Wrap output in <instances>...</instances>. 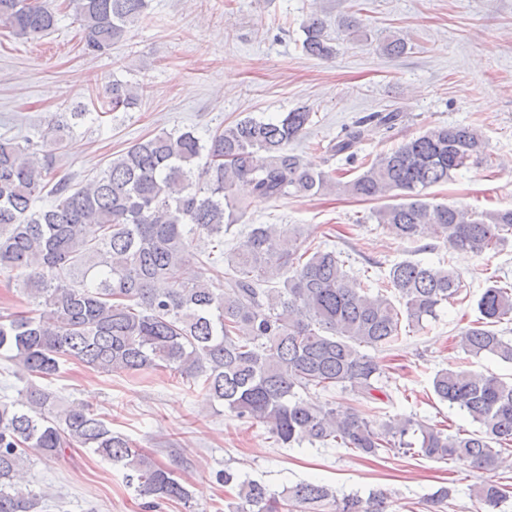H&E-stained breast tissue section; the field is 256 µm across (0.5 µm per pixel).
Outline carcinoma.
<instances>
[{"label":"carcinoma","instance_id":"cac0c4a2","mask_svg":"<svg viewBox=\"0 0 512 512\" xmlns=\"http://www.w3.org/2000/svg\"><path fill=\"white\" fill-rule=\"evenodd\" d=\"M80 25L83 52L109 53L131 28L148 20V0H69ZM56 9L40 0H0V29L28 40L53 32ZM304 52L330 59L336 46L316 13L303 24ZM142 87L115 81L106 90L109 111H126ZM296 109L279 118L246 117L204 140L193 131H163L112 159L90 183L75 188L55 179V153L38 142L0 137V271L21 276L34 315L0 316V351L27 373L20 398L0 401V512L50 508L49 494L25 493L14 478L35 448L56 458L89 448L122 466L139 495L184 502L186 487L133 442L112 432L79 402L58 403L50 385L75 361L101 373L164 367L201 383L209 402L238 419L266 427L283 445L336 443L366 456L399 449L452 459L488 472L512 447V379L465 369L435 374L436 397L463 411L480 429L446 433L413 416L371 420L357 409L338 410L305 400L299 391L339 388L366 401L384 376L366 348L401 340L438 316L463 284L453 268L422 261L394 263L382 278L344 269L340 255L312 246L276 224H251L224 248V234L244 209L232 195L238 182L262 200L306 194L382 200L378 223L397 240L430 236L455 250L495 252L512 236V208L476 212L428 201V190L458 171L491 162L482 131L443 124L361 163L350 180L305 167L288 146L311 123ZM399 112H377L330 142L332 156L353 157L368 125L386 130ZM73 124L49 120L43 141L63 147ZM199 263L224 274L214 288L205 274L188 279ZM480 314L455 338L468 357L512 364V339L495 326L512 321V283L495 280L477 300ZM240 503L229 512H386L391 494L337 497L319 482L280 492L224 472ZM512 496V486L490 479L475 497L486 512Z\"/></svg>","mask_w":512,"mask_h":512}]
</instances>
